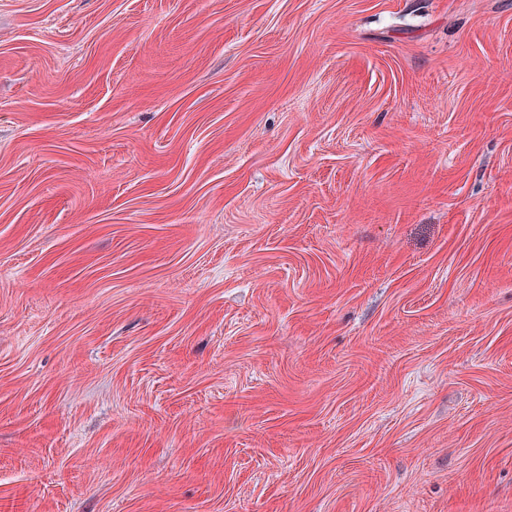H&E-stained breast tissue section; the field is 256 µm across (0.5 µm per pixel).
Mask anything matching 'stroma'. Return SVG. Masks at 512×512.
<instances>
[{
	"mask_svg": "<svg viewBox=\"0 0 512 512\" xmlns=\"http://www.w3.org/2000/svg\"><path fill=\"white\" fill-rule=\"evenodd\" d=\"M0 512H512V0H0Z\"/></svg>",
	"mask_w": 512,
	"mask_h": 512,
	"instance_id": "35a3bbf8",
	"label": "stroma"
}]
</instances>
